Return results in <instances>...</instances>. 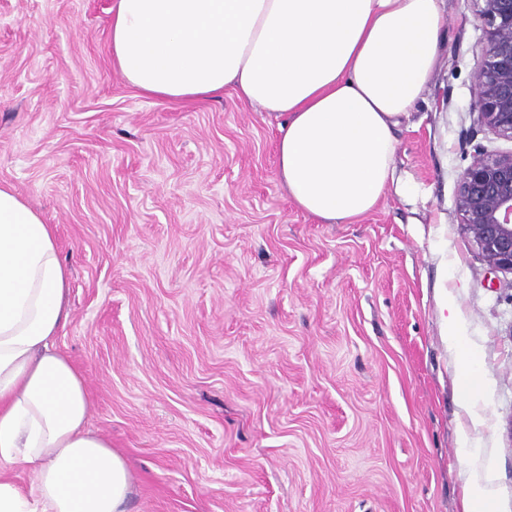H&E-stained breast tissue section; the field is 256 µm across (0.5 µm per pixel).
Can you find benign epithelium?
<instances>
[{
  "label": "benign epithelium",
  "instance_id": "7a95c632",
  "mask_svg": "<svg viewBox=\"0 0 512 512\" xmlns=\"http://www.w3.org/2000/svg\"><path fill=\"white\" fill-rule=\"evenodd\" d=\"M485 42L473 76L474 110L493 134L512 140V0H480ZM462 226L495 269L512 273V151L475 150L458 183Z\"/></svg>",
  "mask_w": 512,
  "mask_h": 512
}]
</instances>
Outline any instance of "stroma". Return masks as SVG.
<instances>
[{
    "mask_svg": "<svg viewBox=\"0 0 512 512\" xmlns=\"http://www.w3.org/2000/svg\"><path fill=\"white\" fill-rule=\"evenodd\" d=\"M114 0H0V184L55 228L89 429L127 459L128 512H463L490 462L512 512V274L460 224L477 147L476 0H445L396 175L353 224L302 212L277 121L233 89L174 104L112 66ZM453 299L480 358L472 424Z\"/></svg>",
    "mask_w": 512,
    "mask_h": 512,
    "instance_id": "stroma-1",
    "label": "stroma"
}]
</instances>
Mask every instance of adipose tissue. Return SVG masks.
<instances>
[{"label": "adipose tissue", "instance_id": "adipose-tissue-1", "mask_svg": "<svg viewBox=\"0 0 512 512\" xmlns=\"http://www.w3.org/2000/svg\"><path fill=\"white\" fill-rule=\"evenodd\" d=\"M444 0H116L112 63L173 103L234 87L280 120L279 181L307 215L350 224L395 178V131L443 53ZM54 228L0 184V512H127L133 476L90 433V394L57 351L70 319ZM462 398L479 359L456 316ZM33 482L19 488L16 470Z\"/></svg>", "mask_w": 512, "mask_h": 512}]
</instances>
